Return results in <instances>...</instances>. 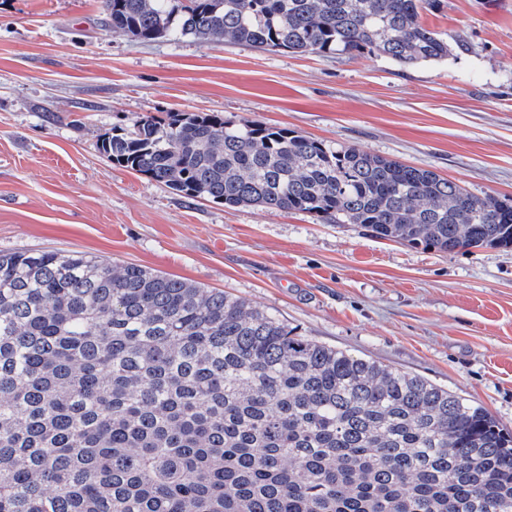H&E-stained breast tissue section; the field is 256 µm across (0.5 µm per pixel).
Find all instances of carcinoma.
Wrapping results in <instances>:
<instances>
[{"mask_svg":"<svg viewBox=\"0 0 512 512\" xmlns=\"http://www.w3.org/2000/svg\"><path fill=\"white\" fill-rule=\"evenodd\" d=\"M141 42L448 59L439 0H99ZM112 165L189 200L448 253L512 248V200L288 128L143 115ZM0 512H512V433L431 381L221 290L0 252Z\"/></svg>","mask_w":512,"mask_h":512,"instance_id":"cac0c4a2","label":"carcinoma"}]
</instances>
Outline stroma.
Returning <instances> with one entry per match:
<instances>
[{
    "label": "stroma",
    "mask_w": 512,
    "mask_h": 512,
    "mask_svg": "<svg viewBox=\"0 0 512 512\" xmlns=\"http://www.w3.org/2000/svg\"><path fill=\"white\" fill-rule=\"evenodd\" d=\"M464 49L383 56L141 43L97 0H0V251L86 253L216 288L309 338L422 376L512 432V251L436 252L304 214L192 201L116 167L142 115L218 112L512 196V0H440Z\"/></svg>",
    "instance_id": "1"
}]
</instances>
